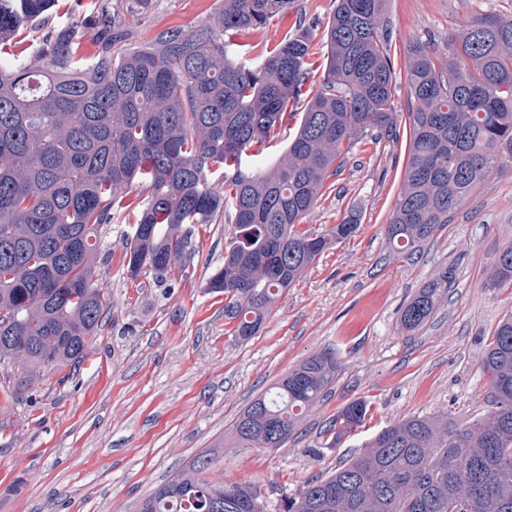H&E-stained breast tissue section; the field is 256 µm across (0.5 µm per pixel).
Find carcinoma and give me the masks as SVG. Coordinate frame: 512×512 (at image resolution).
<instances>
[{
    "mask_svg": "<svg viewBox=\"0 0 512 512\" xmlns=\"http://www.w3.org/2000/svg\"><path fill=\"white\" fill-rule=\"evenodd\" d=\"M149 0H104L56 25L55 0H0V39L45 28L30 54L0 60V366L12 391L50 369L80 363L110 312L99 285L101 232L134 186L145 203L126 234V277L163 283L191 259L198 224H231L224 262L209 276L241 341L263 328L283 293L333 243L359 228L350 210L324 233L300 231L363 140L397 142L386 0H335L326 70L308 95L312 37L295 33L254 66L232 59L228 36L266 26L296 0H223L196 28H168L125 49ZM100 52L78 56L79 29ZM447 60L427 45L405 62L409 147L402 191L386 225L400 255L434 237L450 214L512 166V15L485 13L448 39ZM308 98L295 136L274 163L249 173L254 148ZM222 179L213 180L216 171ZM453 273L427 280L404 307L414 332L433 316ZM512 284V244L497 254L487 288ZM493 410L459 426L410 417L377 432L358 455L280 498L276 512H512V315L481 361ZM335 353L305 359L254 399L231 430L234 448H282L336 382ZM354 400L329 424L331 442L363 426ZM212 457L143 500L140 512H267L253 483L205 477Z\"/></svg>",
    "mask_w": 512,
    "mask_h": 512,
    "instance_id": "1",
    "label": "carcinoma"
}]
</instances>
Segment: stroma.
I'll return each instance as SVG.
<instances>
[{"label":"stroma","mask_w":512,"mask_h":512,"mask_svg":"<svg viewBox=\"0 0 512 512\" xmlns=\"http://www.w3.org/2000/svg\"><path fill=\"white\" fill-rule=\"evenodd\" d=\"M312 23L308 87L323 79L325 25L334 0H302ZM221 0H151L128 45L171 26L217 13ZM512 15V0H388L397 142L362 141L320 202L309 230L319 233L356 211L354 236L309 265L278 301L263 329L242 342L224 317V298L206 282L224 258L228 224L198 225L194 254L173 270L168 292L151 276L125 275V218L104 235L100 272L113 308L69 379L45 372L34 396L0 392V512H140L142 501L194 459L213 454L209 477L260 485L269 505L360 452L388 423L446 416L467 423L491 410L480 363L498 322L512 314V288L485 281L497 252L512 243V168L491 174L421 253L389 247L385 227L402 187L408 144L405 59L410 44L448 55V36L486 12ZM296 27L295 13L235 35L251 65ZM454 270V286L433 317L409 333L403 307L433 274ZM335 350L332 392L281 448H228L242 410L303 360ZM356 399L369 407L356 435L328 446L324 432Z\"/></svg>","instance_id":"35a3bbf8"}]
</instances>
